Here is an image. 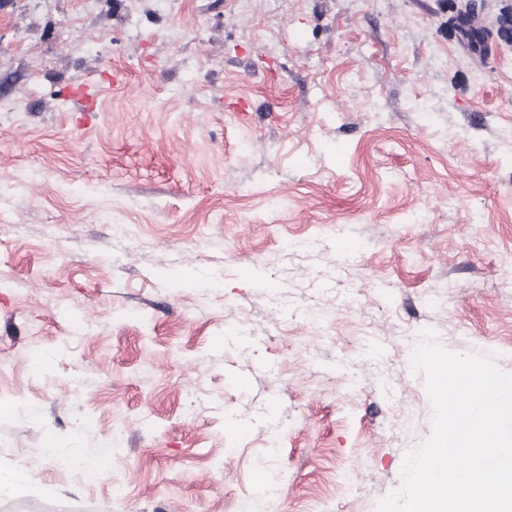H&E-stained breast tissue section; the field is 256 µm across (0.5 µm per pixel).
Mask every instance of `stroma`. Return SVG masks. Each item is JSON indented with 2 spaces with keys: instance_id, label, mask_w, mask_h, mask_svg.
<instances>
[{
  "instance_id": "stroma-1",
  "label": "stroma",
  "mask_w": 512,
  "mask_h": 512,
  "mask_svg": "<svg viewBox=\"0 0 512 512\" xmlns=\"http://www.w3.org/2000/svg\"><path fill=\"white\" fill-rule=\"evenodd\" d=\"M449 19L0 0V502L376 512L432 433L421 332L512 373V45ZM456 28L461 37L467 41L471 49L477 51H488L490 49L489 38L491 34L483 28H473L468 19V12H458ZM83 463V476L87 481H94L105 471L109 463V453L102 448L95 454L77 457ZM32 479V472L27 467H18L2 475L0 472V496L22 491Z\"/></svg>"
}]
</instances>
